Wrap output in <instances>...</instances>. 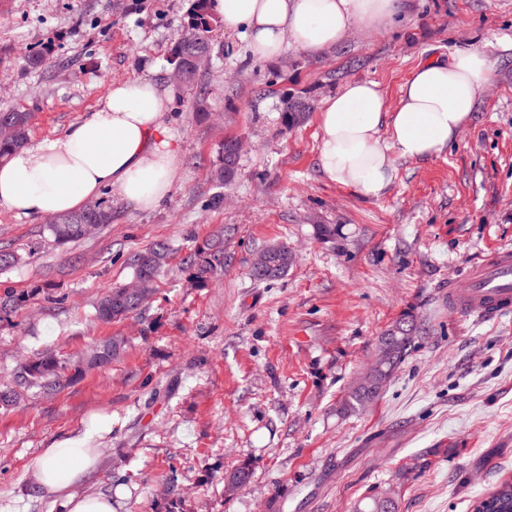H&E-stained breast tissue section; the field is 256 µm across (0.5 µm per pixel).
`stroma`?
<instances>
[{
  "label": "stroma",
  "mask_w": 512,
  "mask_h": 512,
  "mask_svg": "<svg viewBox=\"0 0 512 512\" xmlns=\"http://www.w3.org/2000/svg\"><path fill=\"white\" fill-rule=\"evenodd\" d=\"M379 35L354 25L343 45L251 58L242 31L219 46L196 90L180 88L170 126L181 158L169 197L127 211L105 191L112 222L55 245L46 220L0 206V390L20 363L51 349L81 360L105 339L127 345L112 365L63 388L29 389L0 408V512H64L29 471L45 449L91 435L98 463L75 494H111L114 512H353L373 492L396 512H473L512 480V313L467 316L448 283L494 249L512 247V0H404ZM187 0H0V108L31 112L28 142L61 134L113 82L168 84L169 49ZM481 48L491 83L445 154L394 161L387 193L365 198L322 177L317 114L352 80L377 82L389 105L421 61ZM44 52L50 66L27 65ZM305 114L285 126L286 101ZM241 138L230 182L222 147ZM222 205H213L216 195ZM224 238V274L202 285L185 257ZM170 258L142 314L112 323L98 299L126 283L134 252ZM284 244L295 261L274 281L250 275ZM415 346L364 410L340 411L402 316ZM247 466L235 493L224 477Z\"/></svg>",
  "instance_id": "1"
}]
</instances>
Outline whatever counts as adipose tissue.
I'll use <instances>...</instances> for the list:
<instances>
[{
    "mask_svg": "<svg viewBox=\"0 0 512 512\" xmlns=\"http://www.w3.org/2000/svg\"><path fill=\"white\" fill-rule=\"evenodd\" d=\"M402 0H214L228 30H243L257 61L288 48L321 52L342 44L354 23L381 34ZM494 64L471 50L450 61L419 63L388 107L378 83L353 80L327 98L319 113L318 167L330 183L377 199L393 180L395 158L441 156L471 118ZM175 97L147 79L114 83L105 99L52 140L0 162V205L38 219L80 211L104 190L117 191L137 211L171 193L180 144L166 121ZM97 451L70 439L47 449L30 481L63 501L65 512H113L103 494L78 496L74 486L94 469Z\"/></svg>",
    "mask_w": 512,
    "mask_h": 512,
    "instance_id": "1",
    "label": "adipose tissue"
}]
</instances>
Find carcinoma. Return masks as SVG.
Masks as SVG:
<instances>
[{
    "label": "carcinoma",
    "mask_w": 512,
    "mask_h": 512,
    "mask_svg": "<svg viewBox=\"0 0 512 512\" xmlns=\"http://www.w3.org/2000/svg\"><path fill=\"white\" fill-rule=\"evenodd\" d=\"M209 2L190 0L183 33L170 51L171 68L183 71L184 86L190 88L199 85L203 76L202 69L196 65V57L213 55L215 43L211 33L222 25L221 20L210 13ZM30 119L29 112L15 109L0 111V160L27 145ZM233 143L232 139L224 141L223 165L216 171V178L220 181L234 174L237 156L233 151ZM110 223L112 207L101 205L91 215L82 211L60 215L58 222L47 225V228L55 243L65 245L85 239ZM272 250L275 252V271L263 275L253 270L251 274L254 278L272 281L288 272L294 261L288 247L275 245ZM167 256L168 248L164 244L134 253L130 258V268L133 273L131 282L136 284V288L130 294L122 284L110 288L97 304V319L112 323L141 311L139 296L153 293L156 278L166 264ZM186 264L193 270L194 277L205 284L224 273V248L210 243L200 245L186 258ZM415 333L414 322L404 317L378 337L377 350L389 347L390 359L381 367H374L359 377L344 400L343 412L348 414L360 411L378 397L384 384L407 357ZM125 346L126 341L121 337L106 339L88 353L84 364L72 366L51 351L38 352L19 366L14 376L15 387L0 390V406L4 408L13 405L18 388L36 386L55 391L82 375L92 362L99 368L106 367L123 352ZM486 501L488 505L484 507V512H512V481L501 483ZM354 512H394L393 501L388 496L373 493L360 501Z\"/></svg>",
    "instance_id": "carcinoma-1"
}]
</instances>
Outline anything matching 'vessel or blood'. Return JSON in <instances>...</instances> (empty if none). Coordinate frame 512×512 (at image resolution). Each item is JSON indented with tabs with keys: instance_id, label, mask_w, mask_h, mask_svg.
Wrapping results in <instances>:
<instances>
[{
	"instance_id": "vessel-or-blood-1",
	"label": "vessel or blood",
	"mask_w": 512,
	"mask_h": 512,
	"mask_svg": "<svg viewBox=\"0 0 512 512\" xmlns=\"http://www.w3.org/2000/svg\"><path fill=\"white\" fill-rule=\"evenodd\" d=\"M449 308L485 316L512 311V248L492 251L481 265L465 271L462 281L448 285Z\"/></svg>"
}]
</instances>
